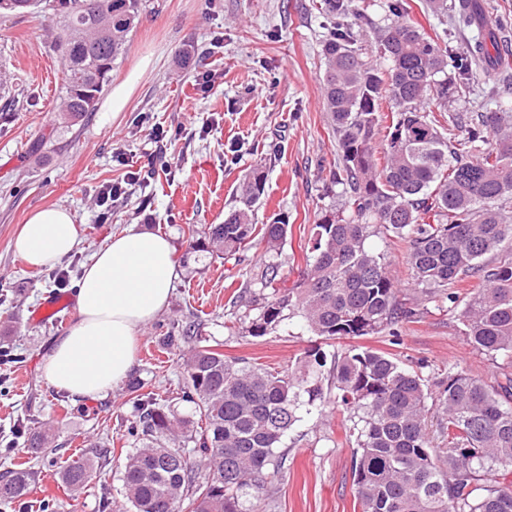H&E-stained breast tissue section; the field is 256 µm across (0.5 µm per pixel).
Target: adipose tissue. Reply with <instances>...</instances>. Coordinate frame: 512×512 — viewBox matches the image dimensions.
Returning a JSON list of instances; mask_svg holds the SVG:
<instances>
[{
  "mask_svg": "<svg viewBox=\"0 0 512 512\" xmlns=\"http://www.w3.org/2000/svg\"><path fill=\"white\" fill-rule=\"evenodd\" d=\"M78 243L74 215L62 207L34 211L14 241L30 267H54ZM177 278L164 236L132 229L112 236L78 283L77 319L56 339L44 364L53 387L81 400L106 394L131 371L138 338L167 304Z\"/></svg>",
  "mask_w": 512,
  "mask_h": 512,
  "instance_id": "adipose-tissue-1",
  "label": "adipose tissue"
}]
</instances>
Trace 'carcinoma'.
<instances>
[{
	"label": "carcinoma",
	"mask_w": 512,
	"mask_h": 512,
	"mask_svg": "<svg viewBox=\"0 0 512 512\" xmlns=\"http://www.w3.org/2000/svg\"><path fill=\"white\" fill-rule=\"evenodd\" d=\"M336 20L322 45L324 103L336 135L339 167L332 183L342 187L350 213L330 207L316 225L314 256L301 279L287 287L278 267L258 278L271 300L249 321L254 337L275 330L285 311H295L311 332L328 341L386 333L411 321L417 309L398 299L387 254L370 248L372 234L406 244L410 285L417 293L453 301L452 285L479 275L482 285L460 311L463 335L482 353L512 359V257L488 267L483 258L512 241V109L471 117L448 108L461 85H483L491 97L512 98L508 70L494 32L477 39L467 56L427 37L411 21L405 0H388V23L376 30V56L355 45L354 29L372 20L350 0H324ZM451 19L471 26L485 17L482 0H429ZM112 16V35L93 31L95 11ZM55 38L64 70L60 111L76 121L89 111L76 89L102 93L112 62L122 55L140 16L139 0H65ZM391 122L376 142L383 107ZM463 135H457V132ZM266 180L255 171L241 189L242 206L209 225L201 251L234 254L261 236L280 248L288 217L252 222V207ZM193 347L183 357L185 414L141 394L135 409L145 442L121 463L125 495L135 512H260L257 500L268 465L298 410L322 398V368L348 413L354 439L352 475L361 512H512V483L497 480L512 461V376L496 387L464 370L450 371L429 390L421 372L386 353L351 345L327 361L308 352L297 371H272L227 359L222 344L203 343L185 329L170 338ZM440 415L444 447L435 448L428 415ZM193 444L204 474L186 457ZM111 449L73 458L58 477L69 488L85 486ZM224 472L216 483L212 474ZM35 480L28 468L0 476V502L26 496Z\"/></svg>",
	"instance_id": "carcinoma-1"
}]
</instances>
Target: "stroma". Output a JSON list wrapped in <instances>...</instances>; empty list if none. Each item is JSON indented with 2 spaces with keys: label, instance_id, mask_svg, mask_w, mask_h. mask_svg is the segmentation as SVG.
I'll list each match as a JSON object with an SVG mask.
<instances>
[{
  "label": "stroma",
  "instance_id": "1",
  "mask_svg": "<svg viewBox=\"0 0 512 512\" xmlns=\"http://www.w3.org/2000/svg\"><path fill=\"white\" fill-rule=\"evenodd\" d=\"M318 0H141L140 21L125 54L112 65L107 89L128 85L129 102L118 115L94 111L75 124L58 116L62 61L52 48L62 18L35 9L0 13V473L24 466L57 472L71 457L112 450L88 487L42 488L0 512H134L120 463L141 443L133 433L135 396L120 382L104 396L74 401L51 387L42 364L65 322L35 323L32 312L55 293L54 272L30 268L11 241L33 211L60 205L75 217L76 248L59 269L67 271L75 295L83 267L109 238L136 226L168 238L179 276L167 307L142 331L131 370L159 404L176 403L184 387L180 349L168 337L195 325L224 355L279 371L300 365L312 349L333 355L347 340L322 341L293 315L263 337L246 326L270 295L254 277L267 264L293 285L306 267L313 233L325 209L346 199L330 181L338 162L336 140L323 106L322 44L332 23ZM409 17L427 36L463 51L477 29L456 31L448 17L425 0H406ZM189 52L182 63L181 52ZM213 75L209 90L197 76ZM146 124H136L137 114ZM177 130L159 150L153 126ZM263 172L266 194L256 205L255 224L288 217L290 229L278 251L253 240L235 257L193 251L206 225L223 223L239 205L243 182ZM108 182L127 190L102 222L93 202ZM478 278L455 287L457 303L419 298L417 316L400 325L399 338L365 336L361 345L397 357L422 372L430 389L449 371L465 370L487 383L512 373V361L485 355L462 335L459 313ZM320 401L276 450L279 474L264 492L262 512H359L351 472L353 447L345 436L346 413L336 389L323 382ZM49 425L57 449L45 456L26 446L21 427L30 419Z\"/></svg>",
  "mask_w": 512,
  "mask_h": 512
}]
</instances>
